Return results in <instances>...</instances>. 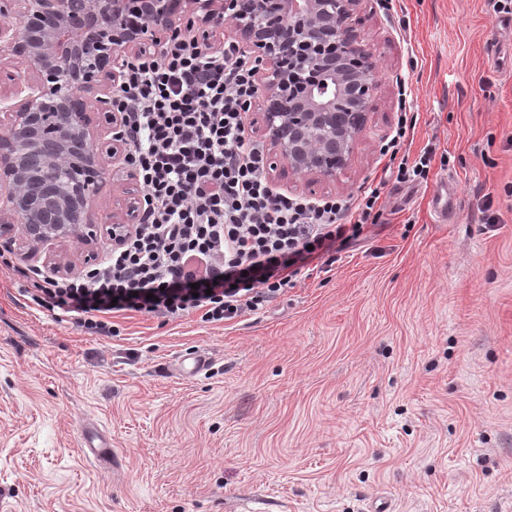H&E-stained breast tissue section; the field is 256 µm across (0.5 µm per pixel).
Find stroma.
Masks as SVG:
<instances>
[{"instance_id": "stroma-1", "label": "stroma", "mask_w": 512, "mask_h": 512, "mask_svg": "<svg viewBox=\"0 0 512 512\" xmlns=\"http://www.w3.org/2000/svg\"><path fill=\"white\" fill-rule=\"evenodd\" d=\"M363 0L375 109L318 195L383 183V215L262 310L117 315L96 336L29 307L23 271L111 242L0 240V512H512V31L490 0ZM426 181L384 183L400 82ZM107 171L108 222L140 188ZM457 185L452 223L437 193ZM196 350L207 371L182 377ZM106 436L117 467L90 459Z\"/></svg>"}]
</instances>
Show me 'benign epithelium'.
<instances>
[{"mask_svg": "<svg viewBox=\"0 0 512 512\" xmlns=\"http://www.w3.org/2000/svg\"><path fill=\"white\" fill-rule=\"evenodd\" d=\"M361 2L0 0V14L21 21L0 27V46L34 68L29 92L0 111V237L20 224L35 245L80 233L113 241L139 219L143 199L132 196L111 223L93 220L103 153L122 154V117L111 111L112 97L99 98L113 135L106 147L94 141L87 94L108 75L117 87L129 54L180 34V17L205 32L233 21L262 62L256 85L270 170L288 164L315 194L348 165L379 85L374 53L357 30Z\"/></svg>", "mask_w": 512, "mask_h": 512, "instance_id": "obj_1", "label": "benign epithelium"}]
</instances>
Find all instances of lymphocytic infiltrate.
I'll return each mask as SVG.
<instances>
[{"label": "lymphocytic infiltrate", "mask_w": 512, "mask_h": 512, "mask_svg": "<svg viewBox=\"0 0 512 512\" xmlns=\"http://www.w3.org/2000/svg\"><path fill=\"white\" fill-rule=\"evenodd\" d=\"M258 61L225 42L212 52L196 37L172 40L125 63L113 110L123 116L125 160L144 190L141 221L104 261L72 275L27 276L29 301L108 336L111 315L221 323L263 309L283 288L377 223L381 186L356 197L312 200L274 189L261 142L246 131ZM415 123L400 113L382 146L397 184L427 179L431 151L401 146Z\"/></svg>", "instance_id": "obj_1"}]
</instances>
